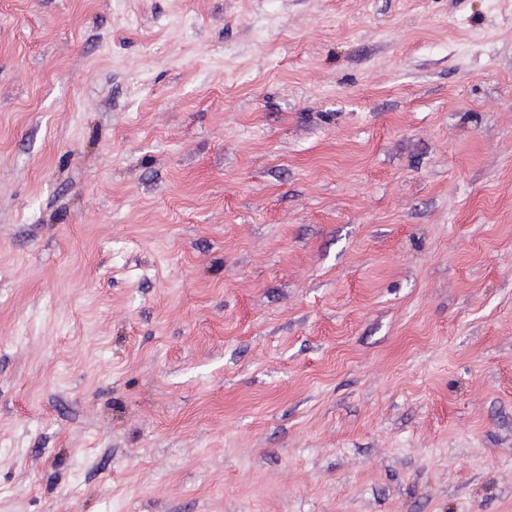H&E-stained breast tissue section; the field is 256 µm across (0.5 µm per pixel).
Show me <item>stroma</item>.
Masks as SVG:
<instances>
[{
    "instance_id": "35a3bbf8",
    "label": "stroma",
    "mask_w": 512,
    "mask_h": 512,
    "mask_svg": "<svg viewBox=\"0 0 512 512\" xmlns=\"http://www.w3.org/2000/svg\"><path fill=\"white\" fill-rule=\"evenodd\" d=\"M0 512H512V0H0Z\"/></svg>"
}]
</instances>
